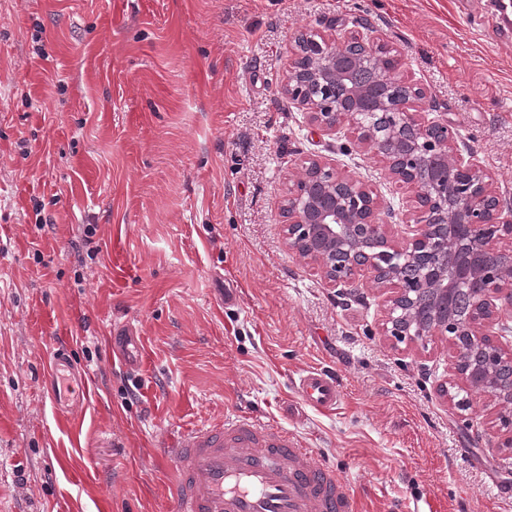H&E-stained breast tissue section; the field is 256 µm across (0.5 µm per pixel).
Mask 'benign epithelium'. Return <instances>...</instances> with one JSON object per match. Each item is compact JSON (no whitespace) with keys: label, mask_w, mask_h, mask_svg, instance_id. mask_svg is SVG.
Segmentation results:
<instances>
[{"label":"benign epithelium","mask_w":512,"mask_h":512,"mask_svg":"<svg viewBox=\"0 0 512 512\" xmlns=\"http://www.w3.org/2000/svg\"><path fill=\"white\" fill-rule=\"evenodd\" d=\"M401 67L377 37L294 38L282 94L328 134L351 122L356 146L384 158L392 184L413 186L417 207L409 235L398 242L390 205L341 168L310 158L281 207L286 243L339 294L357 291L363 278L389 290L384 335L422 345L448 335L451 324L473 348L504 357L512 331L503 322L512 309V248L497 244L512 241V214H504L473 153L448 150L455 128L413 109L425 93ZM462 288L471 305L459 314L452 298ZM464 353L456 348L454 372L472 391L497 399L503 447L511 448L512 375L478 382Z\"/></svg>","instance_id":"1"}]
</instances>
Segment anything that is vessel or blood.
I'll return each instance as SVG.
<instances>
[{
	"instance_id": "vessel-or-blood-1",
	"label": "vessel or blood",
	"mask_w": 512,
	"mask_h": 512,
	"mask_svg": "<svg viewBox=\"0 0 512 512\" xmlns=\"http://www.w3.org/2000/svg\"><path fill=\"white\" fill-rule=\"evenodd\" d=\"M308 406L330 412L342 389L326 370L293 382ZM175 473L174 512H361L348 481L288 429L239 412L196 423L164 449Z\"/></svg>"
}]
</instances>
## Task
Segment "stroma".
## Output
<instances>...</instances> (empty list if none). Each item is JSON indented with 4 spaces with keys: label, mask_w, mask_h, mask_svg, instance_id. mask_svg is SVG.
Returning <instances> with one entry per match:
<instances>
[{
    "label": "stroma",
    "mask_w": 512,
    "mask_h": 512,
    "mask_svg": "<svg viewBox=\"0 0 512 512\" xmlns=\"http://www.w3.org/2000/svg\"><path fill=\"white\" fill-rule=\"evenodd\" d=\"M370 30L512 209V32L488 0H0V512H172L163 446L233 411L321 452L363 512H512L498 407L454 377L450 340L384 336L383 292L337 294L284 243L312 156L407 230L413 190L280 92L295 34ZM116 336L141 337L146 371ZM311 368L336 411L294 395ZM292 385L306 405L320 412L334 411L341 402L342 389L336 376L324 369L308 370Z\"/></svg>",
    "instance_id": "1"
}]
</instances>
